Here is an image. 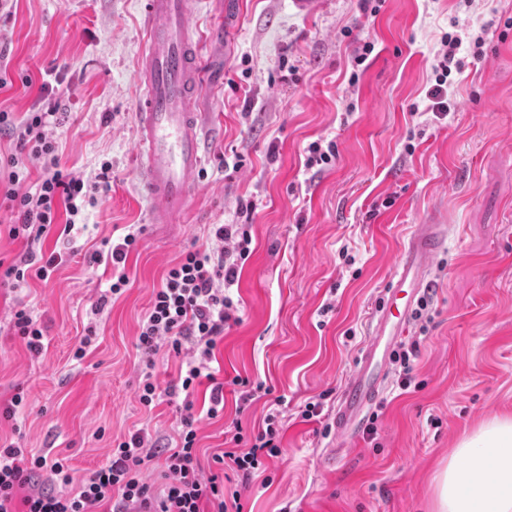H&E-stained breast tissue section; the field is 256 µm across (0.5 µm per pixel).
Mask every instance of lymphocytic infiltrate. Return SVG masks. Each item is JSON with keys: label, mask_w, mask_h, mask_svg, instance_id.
Returning <instances> with one entry per match:
<instances>
[{"label": "lymphocytic infiltrate", "mask_w": 512, "mask_h": 512, "mask_svg": "<svg viewBox=\"0 0 512 512\" xmlns=\"http://www.w3.org/2000/svg\"><path fill=\"white\" fill-rule=\"evenodd\" d=\"M461 44L457 35L443 39L438 74L428 92L435 116L448 110L447 82L451 72L462 67L457 57ZM61 119L55 104L27 113L20 122L12 113L0 110V136L15 140L18 149L0 167V209L17 221L9 229L10 236L29 228L41 235L57 223L72 231L81 211L95 201L83 179L62 167L58 147L47 133ZM34 162L41 165L35 190L18 192V184L28 178ZM209 238L210 245L184 251L168 268L160 288L153 293L138 335V346L145 356L165 348L182 359L178 382L166 389L167 396L182 397L183 414L175 447L160 455L165 487L153 491L140 475L141 465L158 456L146 446L147 436L141 430L120 442L109 460L78 484L63 461L50 464L41 456L25 458L22 449L11 443L0 449V512H239L237 492L226 491L219 475L202 471L191 395L209 369L225 327L240 320V308L230 290L253 253L252 236L245 224H215ZM61 261L60 254L31 250L9 266L5 275L19 288L33 278L48 279ZM278 416L275 410L267 414L264 429L251 445H244L242 435H234L233 450L215 455V463L227 464L242 480H249L262 456L272 457L280 451ZM44 467L50 469L54 481L73 485V492H40L17 501L18 488L30 480L33 470Z\"/></svg>", "instance_id": "f902f5d3"}]
</instances>
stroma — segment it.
I'll list each match as a JSON object with an SVG mask.
<instances>
[{
	"mask_svg": "<svg viewBox=\"0 0 512 512\" xmlns=\"http://www.w3.org/2000/svg\"><path fill=\"white\" fill-rule=\"evenodd\" d=\"M360 3L192 0L207 161L184 222L153 224L138 189L142 0H13L0 18V109L20 119L61 100L67 118L49 134L62 165L88 184L110 172L69 242L42 239L43 253L62 255L48 280L13 288L0 274L1 440L64 460L77 481L136 430L174 445L178 400H139V325L209 225L247 223L254 251L231 290L242 320L211 365L224 412L197 423L203 468L234 433L253 440L276 403L280 452L234 480L241 512H435V477L454 448L512 416V0H379L373 13ZM459 31L463 66L438 119L427 92L443 36ZM330 140L335 159L307 166L309 145ZM235 152L244 165L230 174ZM247 200L256 208L240 214ZM424 222L446 225L447 240L423 290L432 319L409 325L420 342L412 385L389 383L371 409L375 435L337 439L334 409L371 313ZM129 224L142 233L123 268L91 262ZM121 273L124 293L107 299ZM20 309L46 332L39 355L13 327ZM91 330L96 341L75 358ZM237 375L269 390L241 412ZM311 402L321 413L307 420Z\"/></svg>",
	"mask_w": 512,
	"mask_h": 512,
	"instance_id": "obj_1",
	"label": "stroma"
}]
</instances>
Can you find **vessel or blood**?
Wrapping results in <instances>:
<instances>
[{
    "label": "vessel or blood",
    "mask_w": 512,
    "mask_h": 512,
    "mask_svg": "<svg viewBox=\"0 0 512 512\" xmlns=\"http://www.w3.org/2000/svg\"><path fill=\"white\" fill-rule=\"evenodd\" d=\"M146 49L137 71L142 100L137 139L143 158L140 184L151 202L150 221L176 224L189 210L196 179L205 163L201 144L204 115L198 104L204 88L200 45L190 32L189 0H144ZM439 225L423 224L405 246L388 298L358 366L341 392L336 435L355 433L365 409L384 390L389 351L410 321L429 262L442 251Z\"/></svg>",
    "instance_id": "obj_1"
}]
</instances>
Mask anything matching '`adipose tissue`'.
I'll return each mask as SVG.
<instances>
[{"label": "adipose tissue", "mask_w": 512, "mask_h": 512, "mask_svg": "<svg viewBox=\"0 0 512 512\" xmlns=\"http://www.w3.org/2000/svg\"><path fill=\"white\" fill-rule=\"evenodd\" d=\"M437 512H512V418L466 437L437 477Z\"/></svg>", "instance_id": "1"}]
</instances>
